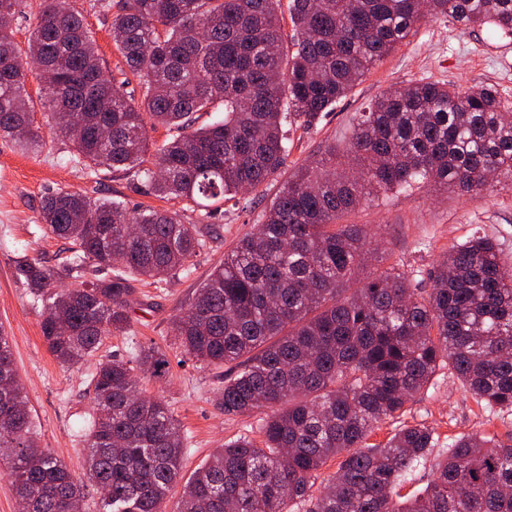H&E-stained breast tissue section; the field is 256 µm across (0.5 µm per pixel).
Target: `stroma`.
Returning <instances> with one entry per match:
<instances>
[{
	"label": "stroma",
	"mask_w": 512,
	"mask_h": 512,
	"mask_svg": "<svg viewBox=\"0 0 512 512\" xmlns=\"http://www.w3.org/2000/svg\"><path fill=\"white\" fill-rule=\"evenodd\" d=\"M69 2L84 14L107 75L121 84L128 100L140 102L139 80L129 72L112 40L111 12L102 8L101 0ZM419 79L463 88L493 84L512 99V36L487 27L463 34L443 18L423 23L332 111L311 124L289 126L286 172L313 163L327 145L345 150L360 112L385 92ZM40 88L36 75H29L26 90L41 127V151L26 153L0 138V330L11 338L39 444L61 458L75 478H82L87 465L83 430L93 413L91 372L97 361L125 355L132 343H152L167 352L170 372L163 377L141 376L140 389L146 396L166 400L174 411L188 437L184 470L192 472L225 441L257 428L259 417L228 415L217 406L223 370L200 367L183 355L169 332V320L186 309L189 297L223 262L233 244L262 223L278 185L273 182L263 193H249L245 204L221 203L211 218L220 234L195 258L192 273L168 279L159 287L137 283L143 307L136 310L130 333L106 336L95 355L83 363L61 365L42 337L41 316L28 288L15 277L18 260L37 257L59 270L70 255L68 241L43 236L38 228L43 197L59 189L76 191L93 199L123 202L132 211L147 206L175 211L186 224L196 223L198 213L182 202L136 193L122 175L111 170L91 174L75 164L71 143L45 123ZM347 221L371 225L385 241L389 263L424 289L432 286L434 262L449 246L473 234L496 239L505 256H512V190L508 189L490 195L455 191L439 196L419 187L394 190L358 209ZM403 420L432 428L443 449L450 437L463 433L512 436V411L481 407L446 368L407 404Z\"/></svg>",
	"instance_id": "35a3bbf8"
}]
</instances>
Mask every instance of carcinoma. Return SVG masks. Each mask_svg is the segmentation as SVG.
<instances>
[{"label": "carcinoma", "mask_w": 512, "mask_h": 512, "mask_svg": "<svg viewBox=\"0 0 512 512\" xmlns=\"http://www.w3.org/2000/svg\"><path fill=\"white\" fill-rule=\"evenodd\" d=\"M281 0H116L112 39L142 100L107 76L84 16L41 0L27 46L0 21V138L42 147L26 81L39 63L54 88L40 98L72 161L110 168L136 191L203 208L131 213L120 202L57 190L41 203V229L72 244L63 272L28 258L15 268L44 310L40 328L56 361L76 365L103 337L126 333L139 301L133 280L192 273L211 227L208 204L259 191L288 157V121L310 123L380 61L444 17L464 29L512 33V0H288L295 35L282 47ZM224 103V118L193 128ZM169 139L150 148L149 130ZM109 137L102 139L103 130ZM424 185L488 194L512 187V103L492 85L415 81L360 113L346 160L329 145L279 187L264 223L241 237L170 319L183 353L224 367V412L265 414L261 443L240 435L183 475L187 438L169 405L141 395L137 374L166 372V354L133 344L98 363L85 435V480L39 446L10 339L0 331V455L26 512H512V439L462 434L425 489L400 500L406 477L432 455L434 431L404 424L366 446L448 367L490 408L512 409V264L476 235L449 248L433 287L412 286L373 263L367 224H338L372 198ZM73 279L55 287L57 277ZM341 457L323 489L318 472Z\"/></svg>", "instance_id": "obj_1"}]
</instances>
